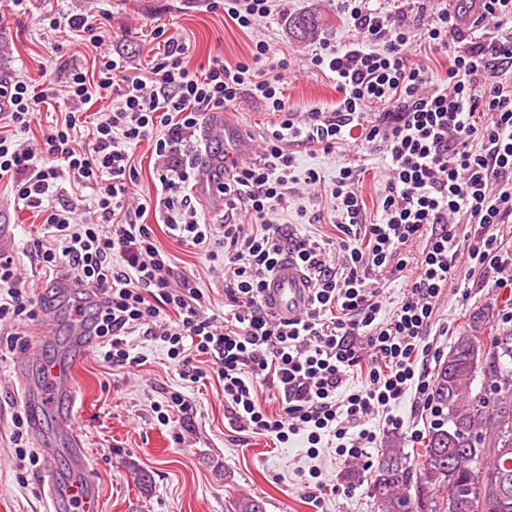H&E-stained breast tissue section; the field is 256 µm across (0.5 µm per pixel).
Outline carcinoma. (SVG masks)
<instances>
[{
	"label": "carcinoma",
	"instance_id": "obj_1",
	"mask_svg": "<svg viewBox=\"0 0 512 512\" xmlns=\"http://www.w3.org/2000/svg\"><path fill=\"white\" fill-rule=\"evenodd\" d=\"M315 12L290 15L288 37L314 38ZM434 391L443 422L434 425L420 462L389 443L369 476L380 512H512V325L478 313L440 364ZM228 512H264L263 501L235 497Z\"/></svg>",
	"mask_w": 512,
	"mask_h": 512
}]
</instances>
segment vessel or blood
Instances as JSON below:
<instances>
[{
	"label": "vessel or blood",
	"mask_w": 512,
	"mask_h": 512,
	"mask_svg": "<svg viewBox=\"0 0 512 512\" xmlns=\"http://www.w3.org/2000/svg\"><path fill=\"white\" fill-rule=\"evenodd\" d=\"M215 163L201 159L196 175V191L199 196L211 202L222 201L223 196L216 188ZM312 298V285L306 273L292 260L283 261L268 277L264 290V301L268 309L279 319L294 320L307 310ZM71 347L74 358L85 357L93 347L96 337L93 325L84 321L73 325ZM19 388L24 401L32 411V429H39L40 418L36 411L44 396L50 395L61 401L63 408L57 418L60 425L71 432L69 455L75 471L86 468L82 442L74 433L75 419L70 409L74 397V388L67 363L50 364L45 368V381L41 387L31 386L27 380H20ZM43 472L47 478V493L50 500L49 512H59L68 507L70 512H98V500L87 483L58 476L54 454L51 449L43 451Z\"/></svg>",
	"instance_id": "1"
}]
</instances>
